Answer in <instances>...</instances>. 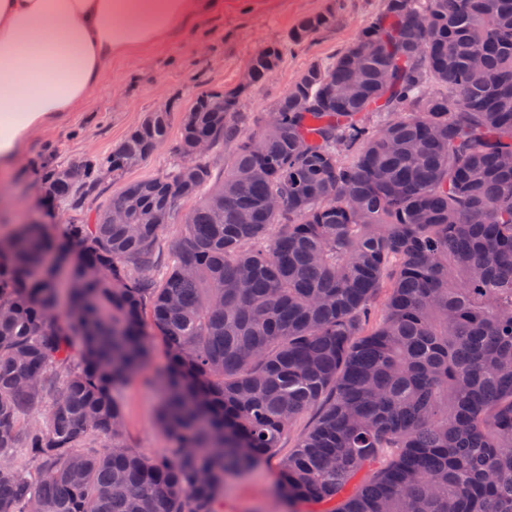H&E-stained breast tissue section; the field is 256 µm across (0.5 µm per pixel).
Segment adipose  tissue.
Returning <instances> with one entry per match:
<instances>
[{
    "label": "adipose tissue",
    "instance_id": "obj_1",
    "mask_svg": "<svg viewBox=\"0 0 512 512\" xmlns=\"http://www.w3.org/2000/svg\"><path fill=\"white\" fill-rule=\"evenodd\" d=\"M223 10L224 0H0V166L76 111L113 59Z\"/></svg>",
    "mask_w": 512,
    "mask_h": 512
}]
</instances>
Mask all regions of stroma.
<instances>
[{"instance_id": "35a3bbf8", "label": "stroma", "mask_w": 512, "mask_h": 512, "mask_svg": "<svg viewBox=\"0 0 512 512\" xmlns=\"http://www.w3.org/2000/svg\"><path fill=\"white\" fill-rule=\"evenodd\" d=\"M380 8L381 0H224L223 13L188 24L114 61L111 74L78 111L61 113L36 132L12 171L0 173V209L6 210L11 223L39 218L54 232H62L66 222L43 204L46 173L56 166L107 154L148 113L169 108L171 127L165 145L121 175H102L71 220L95 216L125 184L155 178L171 167L184 116L197 94L235 87L258 49L282 44L286 51L279 68L240 98V120L246 131H256L277 98L311 62L344 51ZM328 11L336 14L335 26L314 34L304 44H290L288 35L302 18ZM150 342L145 368L121 387L117 399L124 412V441L154 456L168 447L169 440L157 421L159 393L152 382L165 365L166 355L159 337H151ZM315 417L312 409L300 414L273 455L250 472L227 478L224 512H313L310 504L283 498L277 480L281 460L294 450Z\"/></svg>"}]
</instances>
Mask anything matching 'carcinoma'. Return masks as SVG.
Returning <instances> with one entry per match:
<instances>
[{
  "label": "carcinoma",
  "instance_id": "carcinoma-1",
  "mask_svg": "<svg viewBox=\"0 0 512 512\" xmlns=\"http://www.w3.org/2000/svg\"><path fill=\"white\" fill-rule=\"evenodd\" d=\"M335 23L310 15L290 38ZM283 56L258 49L252 85ZM242 91L198 95L174 148L233 144L222 178L206 157L179 163L93 224L0 238V512H220L225 475L314 407L280 467L288 500L512 512V0H382L257 142ZM169 128L149 113L110 153L51 172L49 199L78 209L95 172L140 164ZM176 222L159 283L147 272ZM149 327L167 357L155 456L124 443L114 397L149 358Z\"/></svg>",
  "mask_w": 512,
  "mask_h": 512
}]
</instances>
